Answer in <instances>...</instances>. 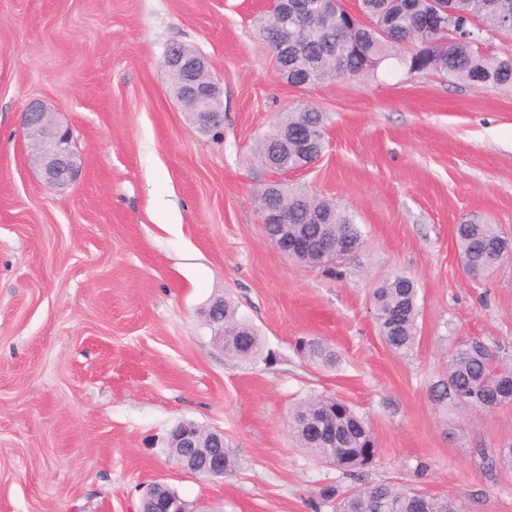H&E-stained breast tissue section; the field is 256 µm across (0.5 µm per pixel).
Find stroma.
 Here are the masks:
<instances>
[{"label":"stroma","instance_id":"1","mask_svg":"<svg viewBox=\"0 0 512 512\" xmlns=\"http://www.w3.org/2000/svg\"><path fill=\"white\" fill-rule=\"evenodd\" d=\"M268 0H0V512H138L153 483L191 512H312L327 485L395 481L469 512H512V407L443 416L449 346L478 338L512 362V260L471 278L456 224L512 240V87L475 89L396 60L296 88L259 32ZM202 55L224 88L219 133L176 100L167 49ZM71 127L83 166L45 184L20 131L30 101ZM328 116V148L290 182L349 212L364 247L335 271L265 238L249 147L278 113ZM419 283L420 337L381 340L369 288ZM230 296L270 360L225 357L205 311ZM336 351L308 363L298 338ZM313 394L367 419L373 468L346 476L298 448L288 408ZM224 431L239 466L205 480L166 450L174 425Z\"/></svg>","mask_w":512,"mask_h":512}]
</instances>
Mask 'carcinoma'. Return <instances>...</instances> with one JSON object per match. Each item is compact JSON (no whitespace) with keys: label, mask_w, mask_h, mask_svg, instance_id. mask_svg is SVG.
<instances>
[{"label":"carcinoma","mask_w":512,"mask_h":512,"mask_svg":"<svg viewBox=\"0 0 512 512\" xmlns=\"http://www.w3.org/2000/svg\"><path fill=\"white\" fill-rule=\"evenodd\" d=\"M309 21L284 23L276 13L261 26L271 50L283 26L296 43L288 56L287 80L293 86L311 80L317 83L346 76L374 73L389 58L398 59L411 73L433 71L448 80H460L476 89L512 86V53L491 48V34L512 20V0H356L354 9L342 0H310ZM315 135L318 146L326 145V116L318 108L300 104L281 114L250 150L249 161L277 153L283 134L288 154L280 156L278 173L306 167L311 159L299 151L291 135ZM259 208L278 207L288 212V234L313 229V220H329L339 236H345L360 252L363 239L352 216L330 201L286 182H276L269 193L258 191ZM503 239L494 224H458L455 242L466 270L484 274L504 261L493 246ZM379 333L395 354L411 355L419 335V288L409 273L394 270L368 290ZM224 355L252 361L263 355L258 331L237 316L229 298H224ZM295 348L309 361L335 364L336 351L320 340H297ZM512 390V367L503 365L480 339H469L448 350V373L432 387L433 400L444 410L462 407L489 409V400ZM288 430L299 447L322 463L336 461L346 475L372 467L377 459L374 437L365 421L344 402L325 396H310L288 409ZM491 465L512 468V446L492 453L477 449ZM328 506L332 512H466L457 498L424 495L392 481L341 490L327 485L319 492L314 512Z\"/></svg>","instance_id":"cac0c4a2"}]
</instances>
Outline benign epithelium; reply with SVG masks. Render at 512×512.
Here are the masks:
<instances>
[{
    "label": "benign epithelium",
    "mask_w": 512,
    "mask_h": 512,
    "mask_svg": "<svg viewBox=\"0 0 512 512\" xmlns=\"http://www.w3.org/2000/svg\"><path fill=\"white\" fill-rule=\"evenodd\" d=\"M283 18H288V9L296 16L307 20L309 4L303 0H278ZM164 66L179 79L177 99L191 101V113L196 123L213 130L223 121L222 111H215L210 103L222 96L220 82L209 72L208 62L200 53L181 45L168 48ZM21 128L31 145L32 162L39 168L45 183L50 187H64L77 181L81 164L77 161L69 127L52 121L47 107L32 102L21 114ZM266 238L288 259L292 260L309 249L323 256L345 259L352 253L349 240L339 238L326 227L316 236L290 238L282 232L288 216L278 208H268L260 213ZM170 442L179 449L174 456L177 467L190 475L214 479L224 476V454L211 453L212 448L224 447V431L212 429L201 431L192 422H181L170 432ZM139 512H188L185 502L167 496L160 498L152 487L142 500Z\"/></svg>",
    "instance_id": "benign-epithelium-1"
}]
</instances>
